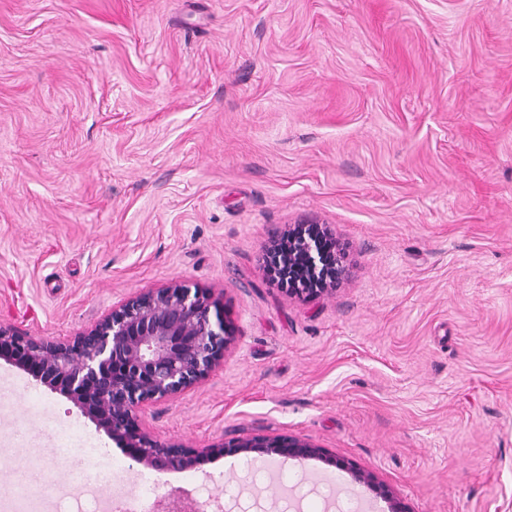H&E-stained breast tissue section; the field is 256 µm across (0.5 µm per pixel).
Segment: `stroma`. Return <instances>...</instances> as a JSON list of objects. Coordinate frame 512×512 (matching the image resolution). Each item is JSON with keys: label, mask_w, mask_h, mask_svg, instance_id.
Wrapping results in <instances>:
<instances>
[{"label": "stroma", "mask_w": 512, "mask_h": 512, "mask_svg": "<svg viewBox=\"0 0 512 512\" xmlns=\"http://www.w3.org/2000/svg\"><path fill=\"white\" fill-rule=\"evenodd\" d=\"M347 276H267L288 225ZM218 298L224 365L140 415L192 448L293 436L408 512H512V0H0V325L64 339L149 288ZM108 449L81 475L48 444ZM142 483L232 512H365L318 460L158 473L0 360V493ZM279 241L278 235L273 236L264 263L270 272L279 275L289 295L310 301L336 290L348 270V254L333 241L326 225H289L288 244L283 243L288 250H281Z\"/></svg>", "instance_id": "stroma-1"}]
</instances>
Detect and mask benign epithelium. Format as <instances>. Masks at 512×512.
<instances>
[{"mask_svg":"<svg viewBox=\"0 0 512 512\" xmlns=\"http://www.w3.org/2000/svg\"><path fill=\"white\" fill-rule=\"evenodd\" d=\"M274 236L264 254L289 295L310 301L336 290L348 270V254L324 224L288 226V249ZM235 329L224 321L220 301L175 285L129 297L93 327L65 340L27 336L0 326V360L28 371L69 398L97 428L127 450V456L158 473L192 468L214 454L317 459L347 472L391 503L405 506L374 477L328 455L309 442L288 437L232 441L218 448H189L155 439L139 427L137 413L191 389L224 363ZM164 512H205L202 505L170 492Z\"/></svg>","mask_w":512,"mask_h":512,"instance_id":"7a95c632","label":"benign epithelium"}]
</instances>
